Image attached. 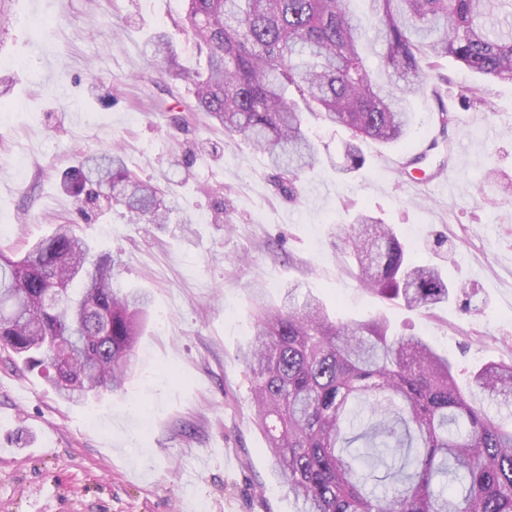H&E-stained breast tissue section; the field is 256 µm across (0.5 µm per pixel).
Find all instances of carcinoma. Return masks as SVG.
Returning <instances> with one entry per match:
<instances>
[{"label":"carcinoma","instance_id":"carcinoma-1","mask_svg":"<svg viewBox=\"0 0 512 512\" xmlns=\"http://www.w3.org/2000/svg\"><path fill=\"white\" fill-rule=\"evenodd\" d=\"M185 2L203 65L178 69L159 32L150 41L158 66L193 84L196 111L263 152L290 202L318 163L300 106L351 133L338 166L346 175L365 163L359 142L408 139L407 96L426 86L441 133L455 124L439 86L448 58L486 83L512 82V0H368L364 19L350 0ZM367 39L382 47L386 82L361 56ZM454 100L482 101L483 89L462 85ZM63 185L78 201L166 221L164 190L134 175L117 147L84 157ZM334 235L373 295L429 311L453 293L439 267L415 261L379 218L361 213ZM112 280V258L92 257L71 224L21 254L0 249V347L73 405L122 391L139 362L151 296ZM252 303L255 330L240 359L297 512H512V415L502 414L512 405V362L482 365L472 373L476 392L466 395L450 357L420 336L394 333L383 317L333 320L296 286L277 305L259 292ZM359 441L372 449L366 464L348 451ZM366 465L386 466L391 493L366 490ZM448 476L459 491H435Z\"/></svg>","mask_w":512,"mask_h":512}]
</instances>
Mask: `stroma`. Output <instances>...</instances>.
Listing matches in <instances>:
<instances>
[{
	"label": "stroma",
	"instance_id": "stroma-1",
	"mask_svg": "<svg viewBox=\"0 0 512 512\" xmlns=\"http://www.w3.org/2000/svg\"><path fill=\"white\" fill-rule=\"evenodd\" d=\"M183 0H15L0 44L9 76L0 108V245L15 249L72 224L113 284L152 295L140 371L118 394L63 403L0 350V512H296L255 422L238 358L254 331L250 290L270 302L296 285L331 316L385 315L455 362L461 387L488 361L512 360V203L496 202L488 168L512 176V84L459 110L452 150L405 175L406 153L439 133L436 104L410 101L409 144L361 142L365 164L336 171L347 131L307 117L323 163L288 202L265 157L192 111L190 86L160 84L148 42L169 33L180 68L198 62L181 28ZM96 83L95 95L84 91ZM185 113L188 131L170 117ZM115 146L140 179L169 177L167 221L82 206L61 186L83 155ZM190 158L188 169L174 167ZM450 172L457 185L436 188ZM364 212L392 225L417 258L464 294L431 311L367 292L331 226Z\"/></svg>",
	"mask_w": 512,
	"mask_h": 512
}]
</instances>
